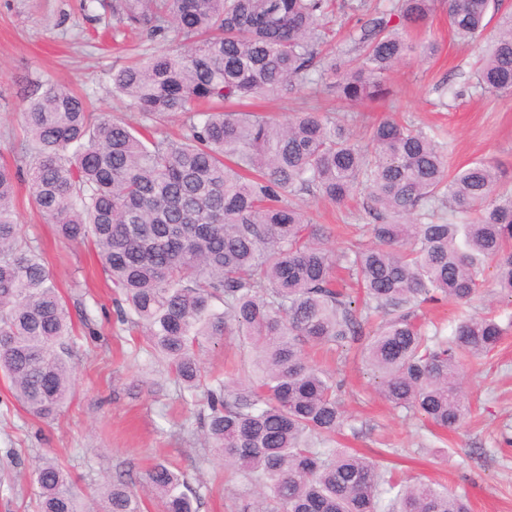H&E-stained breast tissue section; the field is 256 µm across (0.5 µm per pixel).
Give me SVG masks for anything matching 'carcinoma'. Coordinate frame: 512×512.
I'll return each instance as SVG.
<instances>
[{
  "label": "carcinoma",
  "mask_w": 512,
  "mask_h": 512,
  "mask_svg": "<svg viewBox=\"0 0 512 512\" xmlns=\"http://www.w3.org/2000/svg\"><path fill=\"white\" fill-rule=\"evenodd\" d=\"M444 5L452 32L480 44L479 86L512 95V13L487 35L491 0H397L364 21L348 60L320 56L334 8L356 0H115L113 37L173 36L112 73L113 90L140 114L132 126L62 85L23 113L30 189L68 244L88 243L120 296L121 322L141 328L188 393L207 389L205 435L224 465L255 488L240 512H469L442 485H401L379 460L336 446L350 424L334 374L311 350L363 343L393 407L440 429L465 421V363L493 351L505 328L461 313L448 335L418 321L424 304H467L484 268L512 295V192L504 171L475 160L448 172L437 136L393 117L367 123L306 106L280 122L236 105L282 99L301 84L347 104L391 94L388 77L410 47L406 28ZM399 24H391L392 17ZM183 119L177 140L158 125ZM362 124L368 143L353 141ZM18 170L0 165V371L34 418L52 420L71 396L73 326L43 252L17 224ZM366 199L373 244L336 257L313 218L290 202ZM236 336L246 383L207 373L201 351ZM38 512H84L64 467L31 472ZM165 512H198L187 481L163 463L146 472ZM105 512H143L117 478L98 496Z\"/></svg>",
  "instance_id": "1"
}]
</instances>
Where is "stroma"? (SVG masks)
Masks as SVG:
<instances>
[{"instance_id": "obj_1", "label": "stroma", "mask_w": 512, "mask_h": 512, "mask_svg": "<svg viewBox=\"0 0 512 512\" xmlns=\"http://www.w3.org/2000/svg\"><path fill=\"white\" fill-rule=\"evenodd\" d=\"M114 23L111 9L96 4L86 11L82 0H0V162L27 170L21 114L41 86H67L87 95L96 111L139 124L138 113L122 108L112 88L113 71L135 58L105 37V27ZM409 40L414 48L390 76L391 96L362 104V112L434 130L449 146L450 166L489 161L512 188V96L477 87L479 51L454 38L444 10ZM426 41L437 43L435 55L420 53ZM449 84L458 96L446 92ZM294 202L315 214L334 252L356 241L370 243L362 203L332 204L308 194ZM15 204L24 235L41 246L74 321V397L46 424L14 401L0 375V512H37L29 473L42 457L58 459L85 500L119 476L141 489L148 467L163 462L196 490L198 512H238L251 488L225 473L223 459L204 447L203 392H181L166 364L145 352L141 330L116 323L111 284L92 246L57 240L27 180L19 181ZM494 276L486 268L485 287L468 310L495 312L508 331L488 357L466 363L462 381L470 412L458 430L442 431L425 417L392 408L376 393L377 379L361 360L315 356L323 367L337 369L343 383L344 407L361 431L349 446L384 456L401 479L447 485L471 512H512V297L497 294Z\"/></svg>"}]
</instances>
